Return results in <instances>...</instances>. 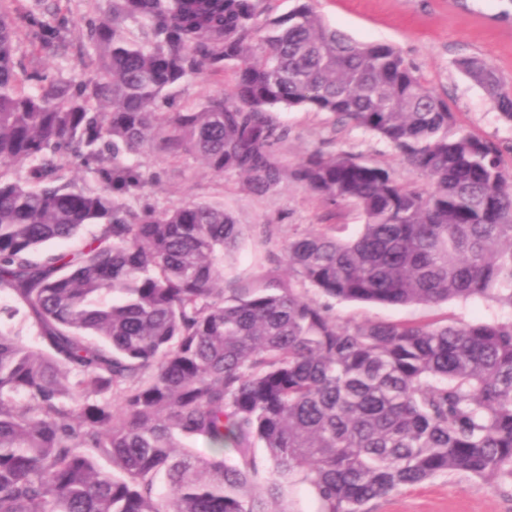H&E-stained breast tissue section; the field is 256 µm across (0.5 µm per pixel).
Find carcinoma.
Masks as SVG:
<instances>
[{"instance_id": "obj_1", "label": "carcinoma", "mask_w": 512, "mask_h": 512, "mask_svg": "<svg viewBox=\"0 0 512 512\" xmlns=\"http://www.w3.org/2000/svg\"><path fill=\"white\" fill-rule=\"evenodd\" d=\"M263 2L107 0L84 21L75 76L18 55L24 29L59 50L68 17L0 0V290L17 303L0 308V512H288L295 482L321 512H368L443 475L512 481V318L342 321L298 291L512 309V162L451 134L448 101L393 45L352 40L313 0L279 15ZM458 67L512 124L496 67ZM228 71L231 91L172 99ZM292 108L379 136L428 188L346 152L283 165L275 111ZM148 156L192 158L257 195L292 181L355 207L361 231L297 233L260 286L226 290L243 225L218 202L142 201ZM87 224L99 231L75 249H44ZM20 312L39 347L4 326Z\"/></svg>"}]
</instances>
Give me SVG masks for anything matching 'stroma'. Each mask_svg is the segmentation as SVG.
I'll use <instances>...</instances> for the list:
<instances>
[{"label": "stroma", "mask_w": 512, "mask_h": 512, "mask_svg": "<svg viewBox=\"0 0 512 512\" xmlns=\"http://www.w3.org/2000/svg\"><path fill=\"white\" fill-rule=\"evenodd\" d=\"M512 0H317L316 9L332 27L359 42L395 46L428 87L447 99L457 114V128L493 140L512 156V124L499 119L485 92L457 67L459 59L492 62L512 86V21H498ZM286 130L277 146L283 165L291 166L309 151L350 152L390 168L401 182L424 186L425 179L406 159L376 135L329 113L305 109L276 114ZM159 182L149 184L146 200L163 208L182 200L222 203L245 234L224 263V285L258 283L271 259L296 232L313 224L346 225L354 235L362 218L352 208L331 213L320 199L295 183L273 194L256 196L234 175L218 177L192 159L157 162ZM308 297L331 306L339 319L352 321L429 322L445 318L490 322L506 318L494 302L451 299L435 305L382 306L327 300L316 289ZM369 512H512V483L465 475L440 476L373 500Z\"/></svg>", "instance_id": "1"}]
</instances>
